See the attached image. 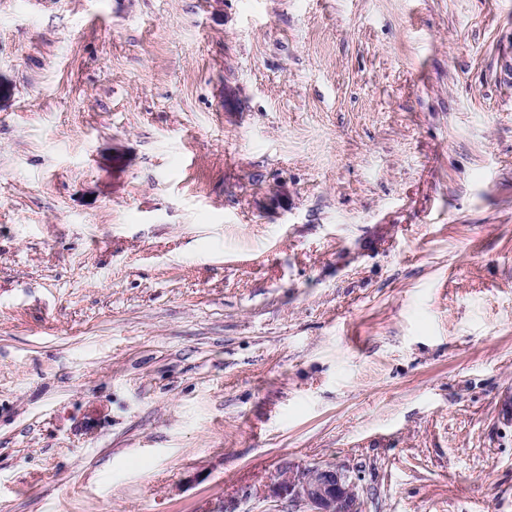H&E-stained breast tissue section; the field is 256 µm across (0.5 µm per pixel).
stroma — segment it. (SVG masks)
Returning <instances> with one entry per match:
<instances>
[{
	"label": "stroma",
	"instance_id": "1",
	"mask_svg": "<svg viewBox=\"0 0 512 512\" xmlns=\"http://www.w3.org/2000/svg\"><path fill=\"white\" fill-rule=\"evenodd\" d=\"M512 0H0V512H512ZM270 498L288 501L294 512H361L352 472L331 463L299 467L285 464L268 486Z\"/></svg>",
	"mask_w": 512,
	"mask_h": 512
}]
</instances>
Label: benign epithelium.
Returning <instances> with one entry per match:
<instances>
[{
	"label": "benign epithelium",
	"instance_id": "obj_1",
	"mask_svg": "<svg viewBox=\"0 0 512 512\" xmlns=\"http://www.w3.org/2000/svg\"><path fill=\"white\" fill-rule=\"evenodd\" d=\"M268 495L287 500L293 512H361L352 472L331 463L299 467L285 464L268 486Z\"/></svg>",
	"mask_w": 512,
	"mask_h": 512
}]
</instances>
